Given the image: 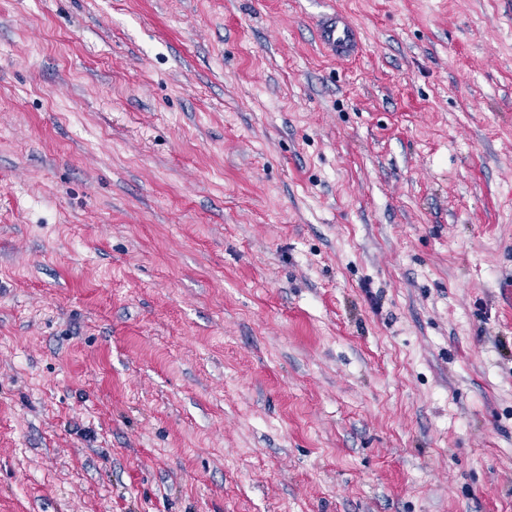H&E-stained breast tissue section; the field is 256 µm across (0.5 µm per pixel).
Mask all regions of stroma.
<instances>
[{
    "label": "stroma",
    "instance_id": "stroma-1",
    "mask_svg": "<svg viewBox=\"0 0 512 512\" xmlns=\"http://www.w3.org/2000/svg\"><path fill=\"white\" fill-rule=\"evenodd\" d=\"M0 512H512V0H0ZM321 46L335 52L337 56H350L360 47L356 25L343 15H336L319 28Z\"/></svg>",
    "mask_w": 512,
    "mask_h": 512
}]
</instances>
